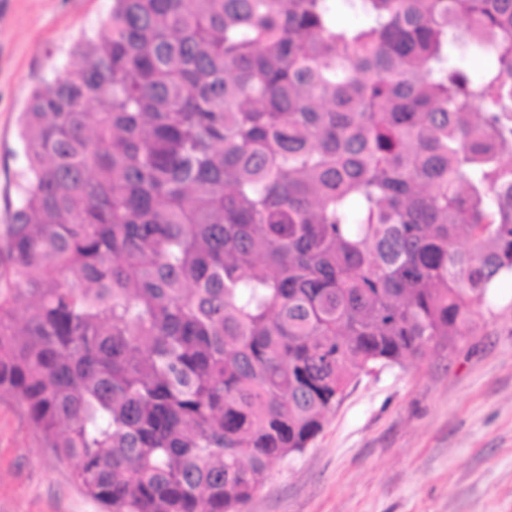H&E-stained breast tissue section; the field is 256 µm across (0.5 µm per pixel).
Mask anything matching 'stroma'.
Masks as SVG:
<instances>
[{"label":"stroma","instance_id":"1","mask_svg":"<svg viewBox=\"0 0 512 512\" xmlns=\"http://www.w3.org/2000/svg\"><path fill=\"white\" fill-rule=\"evenodd\" d=\"M112 0H0V225L25 160L18 116ZM454 348L360 375L242 512H512V277ZM0 512H102L0 392Z\"/></svg>","mask_w":512,"mask_h":512}]
</instances>
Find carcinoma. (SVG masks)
Listing matches in <instances>:
<instances>
[{"label":"carcinoma","instance_id":"cac0c4a2","mask_svg":"<svg viewBox=\"0 0 512 512\" xmlns=\"http://www.w3.org/2000/svg\"><path fill=\"white\" fill-rule=\"evenodd\" d=\"M72 54L20 115L0 391L106 512H239L512 277V0H112Z\"/></svg>","mask_w":512,"mask_h":512}]
</instances>
